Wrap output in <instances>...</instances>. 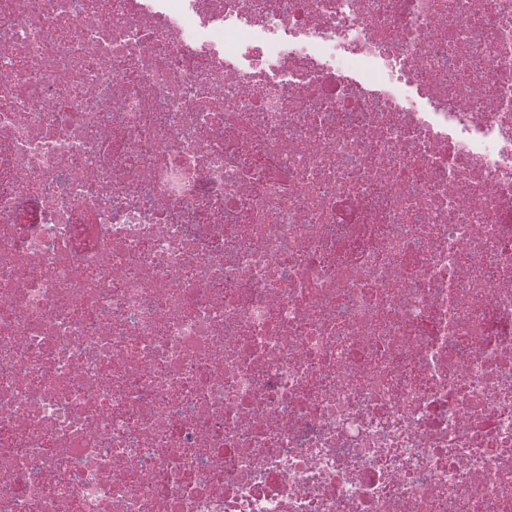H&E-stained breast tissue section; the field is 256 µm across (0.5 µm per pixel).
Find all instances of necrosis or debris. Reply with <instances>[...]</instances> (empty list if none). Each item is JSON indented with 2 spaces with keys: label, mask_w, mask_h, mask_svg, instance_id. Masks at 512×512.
I'll list each match as a JSON object with an SVG mask.
<instances>
[{
  "label": "necrosis or debris",
  "mask_w": 512,
  "mask_h": 512,
  "mask_svg": "<svg viewBox=\"0 0 512 512\" xmlns=\"http://www.w3.org/2000/svg\"><path fill=\"white\" fill-rule=\"evenodd\" d=\"M0 512H512V0H0Z\"/></svg>",
  "instance_id": "4bbe7bcc"
}]
</instances>
